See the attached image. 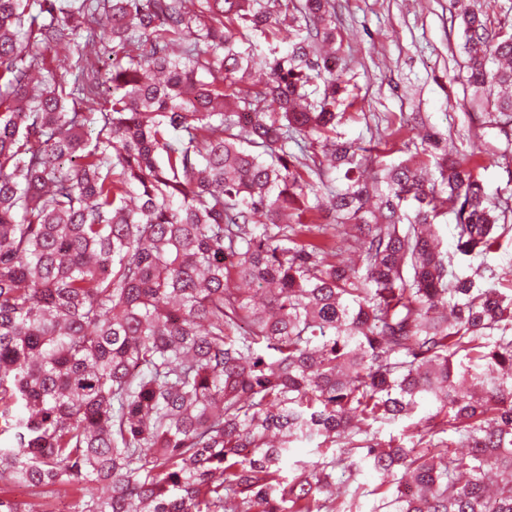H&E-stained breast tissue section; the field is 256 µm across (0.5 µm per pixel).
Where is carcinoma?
I'll list each match as a JSON object with an SVG mask.
<instances>
[{"instance_id":"cac0c4a2","label":"carcinoma","mask_w":512,"mask_h":512,"mask_svg":"<svg viewBox=\"0 0 512 512\" xmlns=\"http://www.w3.org/2000/svg\"><path fill=\"white\" fill-rule=\"evenodd\" d=\"M453 7L512 143V28ZM335 41L331 0H0V512H356L365 468L372 512H512V207L341 139Z\"/></svg>"}]
</instances>
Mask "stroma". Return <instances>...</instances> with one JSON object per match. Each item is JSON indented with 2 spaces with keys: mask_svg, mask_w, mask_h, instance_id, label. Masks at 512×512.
<instances>
[{
  "mask_svg": "<svg viewBox=\"0 0 512 512\" xmlns=\"http://www.w3.org/2000/svg\"><path fill=\"white\" fill-rule=\"evenodd\" d=\"M337 44L348 59L336 104L347 140H382L386 162L427 153L423 135L443 134L450 151L470 157L496 197L512 202V152L475 134L463 92L461 33L450 0H336Z\"/></svg>",
  "mask_w": 512,
  "mask_h": 512,
  "instance_id": "obj_1",
  "label": "stroma"
}]
</instances>
